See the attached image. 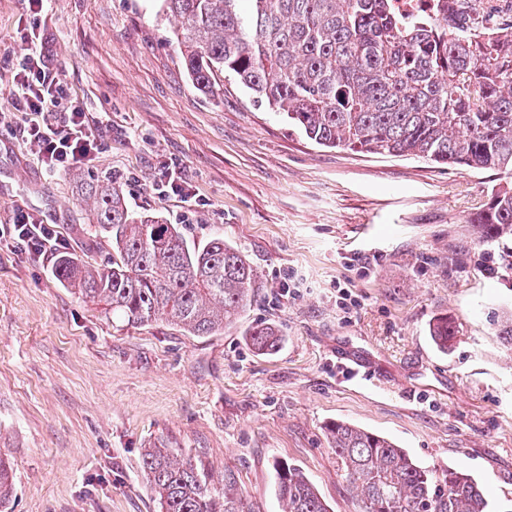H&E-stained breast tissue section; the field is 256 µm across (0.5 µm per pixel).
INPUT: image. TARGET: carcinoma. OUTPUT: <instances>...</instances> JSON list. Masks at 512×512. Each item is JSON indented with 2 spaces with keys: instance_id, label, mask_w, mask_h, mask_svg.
I'll list each match as a JSON object with an SVG mask.
<instances>
[{
  "instance_id": "cac0c4a2",
  "label": "carcinoma",
  "mask_w": 512,
  "mask_h": 512,
  "mask_svg": "<svg viewBox=\"0 0 512 512\" xmlns=\"http://www.w3.org/2000/svg\"><path fill=\"white\" fill-rule=\"evenodd\" d=\"M161 2L181 24L174 37L182 62L204 94L224 91L228 77L325 147L512 171V22L475 42L467 26L448 25V2L410 24L391 0ZM82 193L112 259L94 267L61 252L54 274L62 285L114 321L163 316L193 336L221 332L244 311L255 272L224 237L189 243L178 225L130 210L111 177L87 181ZM468 223L482 241L511 238L512 186L492 191ZM430 336L450 349L453 323L437 320ZM251 342L270 354L280 339L264 326ZM327 435L360 512H488L484 489L461 468L439 476L387 437L349 423L328 425ZM142 465L159 512H252L232 478L216 492L189 457L147 448ZM276 472L282 512H329L302 470L282 462ZM13 486L0 455V512Z\"/></svg>"
}]
</instances>
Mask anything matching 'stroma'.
Segmentation results:
<instances>
[{"label": "stroma", "mask_w": 512, "mask_h": 512, "mask_svg": "<svg viewBox=\"0 0 512 512\" xmlns=\"http://www.w3.org/2000/svg\"><path fill=\"white\" fill-rule=\"evenodd\" d=\"M28 24L0 0V225L15 209L57 226L68 251L107 263L93 235L89 177L118 178L132 211L181 222L152 189L183 167L195 243L223 235L256 272L236 322L212 336L165 320L115 323L52 274L56 250L0 238V453L15 474L12 512H157L143 449L201 461L211 485L233 476L253 512H281L274 465L299 466L330 512H358L326 426L383 434L423 465L467 470L491 512H512V271L471 214L512 172L448 167L315 144L233 82L196 90L160 0H48L40 29L65 103L105 117L93 166L47 175L17 142L13 77ZM456 330L449 352L429 329ZM275 326L274 354L248 332ZM371 355L352 371L346 354Z\"/></svg>", "instance_id": "1"}]
</instances>
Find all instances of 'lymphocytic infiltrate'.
<instances>
[{"mask_svg":"<svg viewBox=\"0 0 512 512\" xmlns=\"http://www.w3.org/2000/svg\"><path fill=\"white\" fill-rule=\"evenodd\" d=\"M26 53L14 76L12 106L31 115L21 130L24 141L37 144L42 166L54 175L90 165L103 147L102 133L80 106L61 107L63 81L51 73L45 44L36 30L25 36ZM7 234L34 253H44L46 245L58 243L55 225L44 223L32 211L16 209Z\"/></svg>","mask_w":512,"mask_h":512,"instance_id":"obj_1","label":"lymphocytic infiltrate"}]
</instances>
